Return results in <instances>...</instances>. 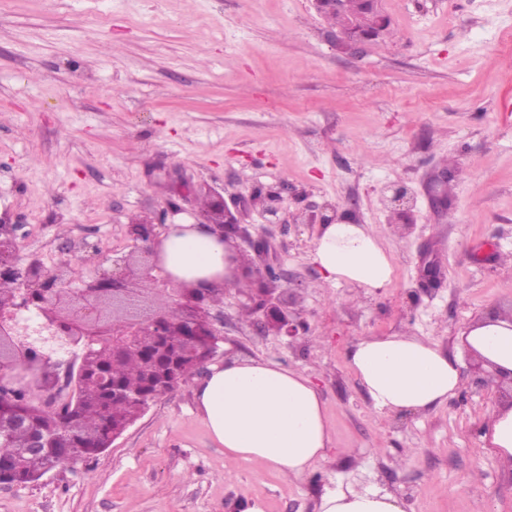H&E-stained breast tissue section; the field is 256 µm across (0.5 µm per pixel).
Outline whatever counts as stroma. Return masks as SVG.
I'll return each mask as SVG.
<instances>
[{
    "label": "stroma",
    "instance_id": "stroma-1",
    "mask_svg": "<svg viewBox=\"0 0 512 512\" xmlns=\"http://www.w3.org/2000/svg\"><path fill=\"white\" fill-rule=\"evenodd\" d=\"M388 28L348 50L312 0H5L0 5V212L24 256L138 255L132 221L191 189L247 200L245 266H278L307 335H260L255 277L211 316L217 351L158 396L110 448L29 484L0 512H319L340 486L394 493L404 512H512V468L486 438L497 384L462 351L469 324L512 313V0H378ZM404 187L412 208L388 207ZM354 206L392 255L391 284L325 283L311 259L326 206ZM408 333L458 363L440 406L377 412L347 356L363 336ZM265 359L308 374L326 405L328 460L300 480L230 461L195 392L212 366Z\"/></svg>",
    "mask_w": 512,
    "mask_h": 512
}]
</instances>
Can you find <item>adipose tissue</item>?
<instances>
[{
    "mask_svg": "<svg viewBox=\"0 0 512 512\" xmlns=\"http://www.w3.org/2000/svg\"><path fill=\"white\" fill-rule=\"evenodd\" d=\"M159 266L173 285L220 292L232 279L234 252L218 233L193 223L168 225L159 245ZM312 259L323 280L366 290L388 287L393 259L365 224L338 222L322 228ZM465 351L512 371V319L481 317L463 335ZM348 365L382 413L426 410L453 398L457 364L437 343L395 334L360 338ZM202 420L231 460H251L300 479L327 459L331 436L319 389L302 371L265 359L213 367L196 392ZM321 512H404L391 493L353 487L323 496Z\"/></svg>",
    "mask_w": 512,
    "mask_h": 512,
    "instance_id": "adipose-tissue-1",
    "label": "adipose tissue"
}]
</instances>
